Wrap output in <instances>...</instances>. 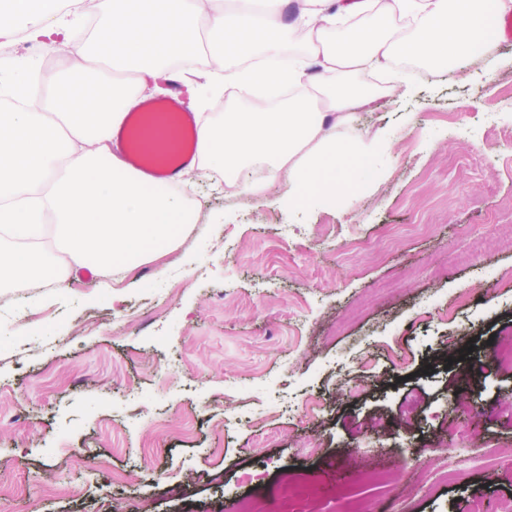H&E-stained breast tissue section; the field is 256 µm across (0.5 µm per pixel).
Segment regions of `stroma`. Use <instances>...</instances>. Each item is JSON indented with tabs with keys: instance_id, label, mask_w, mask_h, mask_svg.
I'll return each mask as SVG.
<instances>
[{
	"instance_id": "obj_1",
	"label": "stroma",
	"mask_w": 512,
	"mask_h": 512,
	"mask_svg": "<svg viewBox=\"0 0 512 512\" xmlns=\"http://www.w3.org/2000/svg\"><path fill=\"white\" fill-rule=\"evenodd\" d=\"M401 69L413 95L339 132L393 141L354 194L287 209L212 169L179 188L194 224L124 276L0 288V512H341L374 467L411 496L367 512L512 494V39ZM467 346L468 387L414 376Z\"/></svg>"
}]
</instances>
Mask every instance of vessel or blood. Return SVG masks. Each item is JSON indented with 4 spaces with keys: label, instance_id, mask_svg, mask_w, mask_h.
<instances>
[{
    "label": "vessel or blood",
    "instance_id": "1",
    "mask_svg": "<svg viewBox=\"0 0 512 512\" xmlns=\"http://www.w3.org/2000/svg\"><path fill=\"white\" fill-rule=\"evenodd\" d=\"M167 114L177 119L180 145L175 152L155 154L138 142L140 131L158 116ZM118 138L133 167L167 185H175L181 169L193 162L197 155V123L192 113L186 112L177 97L142 102L128 113Z\"/></svg>",
    "mask_w": 512,
    "mask_h": 512
}]
</instances>
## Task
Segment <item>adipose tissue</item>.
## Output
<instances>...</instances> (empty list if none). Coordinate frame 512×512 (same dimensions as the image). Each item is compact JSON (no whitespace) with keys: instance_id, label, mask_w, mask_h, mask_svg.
Listing matches in <instances>:
<instances>
[{"instance_id":"obj_1","label":"adipose tissue","mask_w":512,"mask_h":512,"mask_svg":"<svg viewBox=\"0 0 512 512\" xmlns=\"http://www.w3.org/2000/svg\"><path fill=\"white\" fill-rule=\"evenodd\" d=\"M0 8V35L26 20L27 39L61 50L83 23L70 0H8ZM296 7L294 22L283 8ZM512 12V0H276L268 15L249 7L204 12L201 0H101L94 33L72 67L54 75L55 91L30 111L0 109V288H32L45 275L127 264L170 243L190 223L182 198L135 173L115 133L141 102L140 88L157 83L171 66L196 52L201 30L214 37L210 55L233 57L234 70L219 67L212 90L234 86L254 95L274 86H305L288 105L263 112L225 110L223 124L201 122L197 169L219 168L225 184L260 192L242 172L259 164L268 180L282 181L293 205L353 192L358 174L384 145L383 136L336 137L368 94L331 87L332 75L381 67L395 57L447 60L482 49L494 18ZM408 21L407 31L393 25ZM304 33L306 52L276 69L261 67L280 56L291 30ZM116 73L136 72L138 88L89 101L83 89L101 80L94 61ZM50 208L58 250L37 247L43 232L37 212Z\"/></svg>"}]
</instances>
